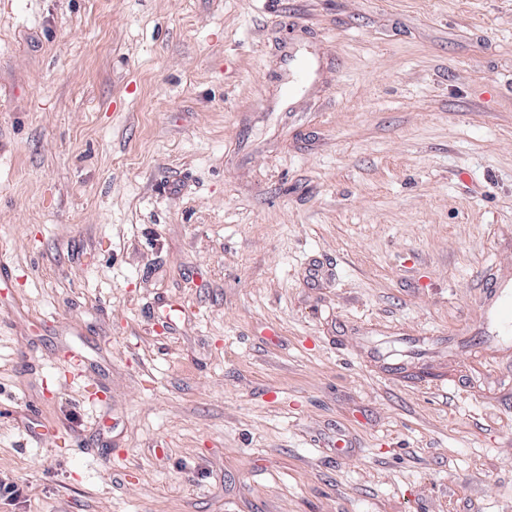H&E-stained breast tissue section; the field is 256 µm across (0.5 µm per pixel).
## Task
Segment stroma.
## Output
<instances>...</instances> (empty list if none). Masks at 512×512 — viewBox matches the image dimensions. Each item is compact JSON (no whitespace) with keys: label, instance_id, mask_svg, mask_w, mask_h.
<instances>
[{"label":"stroma","instance_id":"1","mask_svg":"<svg viewBox=\"0 0 512 512\" xmlns=\"http://www.w3.org/2000/svg\"><path fill=\"white\" fill-rule=\"evenodd\" d=\"M1 264L0 512H512V0H0ZM505 282H503L504 284ZM496 283L493 288L485 289V304L487 307L488 315L496 318L498 323L512 333V301L503 302V294L500 291L502 285Z\"/></svg>","mask_w":512,"mask_h":512}]
</instances>
